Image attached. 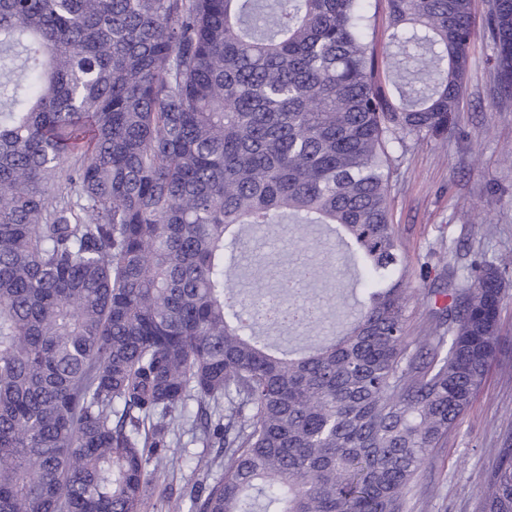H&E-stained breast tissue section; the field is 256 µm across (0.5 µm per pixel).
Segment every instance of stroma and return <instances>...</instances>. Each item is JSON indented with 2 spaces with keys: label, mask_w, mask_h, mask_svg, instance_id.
Wrapping results in <instances>:
<instances>
[{
  "label": "stroma",
  "mask_w": 512,
  "mask_h": 512,
  "mask_svg": "<svg viewBox=\"0 0 512 512\" xmlns=\"http://www.w3.org/2000/svg\"><path fill=\"white\" fill-rule=\"evenodd\" d=\"M491 43L475 34L463 110L444 138L393 147V219L411 286L407 333L425 335L432 310L424 292L454 280L471 287V262L480 257L512 270V101L494 96ZM246 246L231 277L249 289L252 255H272L284 264H317L307 283L310 297L336 311L342 328L357 306L359 290L353 258L339 233L320 225L294 226ZM512 439V285L500 312V349L484 383L458 426L432 449L417 476L409 512H476L479 489ZM179 460L156 482L143 512H186L200 457L213 449L181 438Z\"/></svg>",
  "instance_id": "35a3bbf8"
}]
</instances>
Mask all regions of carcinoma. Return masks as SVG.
I'll return each instance as SVG.
<instances>
[{
  "instance_id": "carcinoma-1",
  "label": "carcinoma",
  "mask_w": 512,
  "mask_h": 512,
  "mask_svg": "<svg viewBox=\"0 0 512 512\" xmlns=\"http://www.w3.org/2000/svg\"><path fill=\"white\" fill-rule=\"evenodd\" d=\"M387 28L381 56L371 0H0V512H142L191 401L222 475L190 512H405L499 351L507 268L428 289L406 335L389 145L462 110L472 0H387ZM484 35L508 101L512 0ZM288 219L365 272L300 353L229 280L241 231ZM315 273L276 270L309 330ZM477 512H512L511 450Z\"/></svg>"
}]
</instances>
